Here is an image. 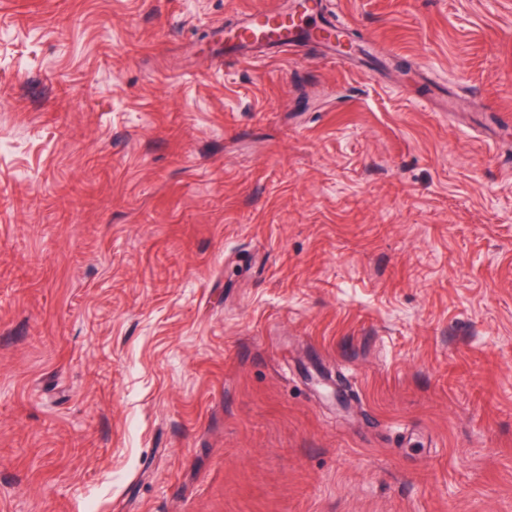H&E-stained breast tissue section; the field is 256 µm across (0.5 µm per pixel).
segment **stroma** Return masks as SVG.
Returning a JSON list of instances; mask_svg holds the SVG:
<instances>
[{"instance_id": "35a3bbf8", "label": "stroma", "mask_w": 512, "mask_h": 512, "mask_svg": "<svg viewBox=\"0 0 512 512\" xmlns=\"http://www.w3.org/2000/svg\"><path fill=\"white\" fill-rule=\"evenodd\" d=\"M320 2L0 0V512H512V0ZM247 24L239 32L237 47L245 44H267L273 42L280 47H288L298 43L303 38L323 39L325 41L336 40L334 36H328L329 28H321L314 32L303 30L302 23H296L291 16L280 9L266 8L256 9L244 13Z\"/></svg>"}]
</instances>
